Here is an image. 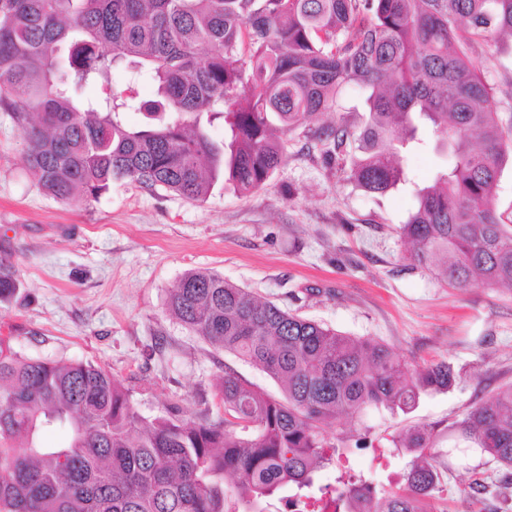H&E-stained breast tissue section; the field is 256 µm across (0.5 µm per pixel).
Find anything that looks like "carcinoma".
Masks as SVG:
<instances>
[{"instance_id": "cac0c4a2", "label": "carcinoma", "mask_w": 512, "mask_h": 512, "mask_svg": "<svg viewBox=\"0 0 512 512\" xmlns=\"http://www.w3.org/2000/svg\"><path fill=\"white\" fill-rule=\"evenodd\" d=\"M512 36V0H0V110L21 131L38 186L95 201L115 181L203 202L218 181L264 188L286 161L283 137L337 110L343 87H372L368 116L318 127L324 165L384 194L408 181L403 154L437 134L447 157L402 225L408 259L453 288L512 287V225L494 192L512 144L469 49ZM122 62L155 97L112 90ZM146 119L130 127L125 114ZM221 119L224 139L208 125ZM356 144L357 153L347 147ZM20 288L0 262V301ZM170 315L280 386L277 400L224 370L226 418L148 420L130 390L90 362L38 359L0 338V512H264L277 492L305 505L333 461L325 427L369 407L409 414L458 378L448 362L412 368L389 346L356 340L263 301L210 269L184 273ZM67 432L57 446L46 433ZM433 428L393 440L412 455L391 496L336 492L340 512H424L440 484ZM466 450L505 473L512 503V384L460 424Z\"/></svg>"}]
</instances>
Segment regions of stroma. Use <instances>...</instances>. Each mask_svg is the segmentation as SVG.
Here are the masks:
<instances>
[{
    "label": "stroma",
    "instance_id": "1",
    "mask_svg": "<svg viewBox=\"0 0 512 512\" xmlns=\"http://www.w3.org/2000/svg\"><path fill=\"white\" fill-rule=\"evenodd\" d=\"M470 56L493 87L492 106L512 133V41L474 43ZM288 160L259 191L216 185L205 202L122 181L98 201H57L36 185L21 132L0 111V260L14 264L19 293L0 302V337L25 354L99 364L130 388L151 419L179 407L222 418L220 379L232 368L281 397L256 367L214 349L173 320L166 298L183 273L211 269L280 308L345 335L385 342L412 366L446 361L461 378L423 395L410 414L372 409L329 428L349 465L331 483L363 479L395 490L372 466L363 436L390 446L409 427L434 428L442 489L432 512H499L494 494L471 497L488 466L449 456L466 414L512 383V290L448 287L411 265L400 234L416 191L443 164L425 150L406 156L409 180L385 195L356 187L347 171L326 170L320 146L293 133Z\"/></svg>",
    "mask_w": 512,
    "mask_h": 512
}]
</instances>
